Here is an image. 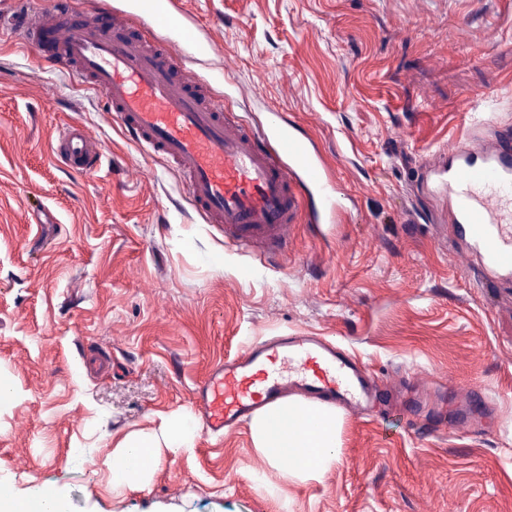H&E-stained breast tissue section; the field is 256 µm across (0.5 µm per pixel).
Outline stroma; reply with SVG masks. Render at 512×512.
I'll return each mask as SVG.
<instances>
[{"instance_id": "stroma-1", "label": "stroma", "mask_w": 512, "mask_h": 512, "mask_svg": "<svg viewBox=\"0 0 512 512\" xmlns=\"http://www.w3.org/2000/svg\"><path fill=\"white\" fill-rule=\"evenodd\" d=\"M223 54L201 75L232 109L307 126L353 201L298 224L280 264L226 246L178 175L0 27V486L62 512H512V284L443 233L430 167L512 126V9L501 0H183ZM81 123L99 172L55 158ZM315 332L384 384L482 392L484 430L407 402L344 414L335 467L275 488L248 427L166 448L113 489L134 430L192 414L211 364Z\"/></svg>"}]
</instances>
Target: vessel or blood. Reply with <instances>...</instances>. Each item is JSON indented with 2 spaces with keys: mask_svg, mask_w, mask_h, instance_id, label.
I'll use <instances>...</instances> for the list:
<instances>
[{
  "mask_svg": "<svg viewBox=\"0 0 512 512\" xmlns=\"http://www.w3.org/2000/svg\"><path fill=\"white\" fill-rule=\"evenodd\" d=\"M138 25L148 37L130 35ZM14 27L22 45L100 94L113 125L177 171L190 204L223 229L226 244L263 249L275 263L297 224L338 223V184L301 127L277 108L264 124L250 125L187 66V59L221 49L182 0H96L87 13L72 0H52ZM56 153L83 173L101 158L79 123L59 131ZM430 174L487 277L512 280V135L460 146ZM377 392L355 354L327 337L295 334L215 361L194 389L193 406L204 429L220 437L291 396L364 413Z\"/></svg>",
  "mask_w": 512,
  "mask_h": 512,
  "instance_id": "1",
  "label": "vessel or blood"
}]
</instances>
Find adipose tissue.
Masks as SVG:
<instances>
[{
	"mask_svg": "<svg viewBox=\"0 0 512 512\" xmlns=\"http://www.w3.org/2000/svg\"><path fill=\"white\" fill-rule=\"evenodd\" d=\"M255 451L270 476L280 479H319L336 464L341 446V418L335 407L305 405L291 398L256 415L249 425ZM190 418L157 435L129 433L112 453V482L117 486L141 482L159 462V449L182 448L194 434Z\"/></svg>",
	"mask_w": 512,
	"mask_h": 512,
	"instance_id": "adipose-tissue-1",
	"label": "adipose tissue"
}]
</instances>
